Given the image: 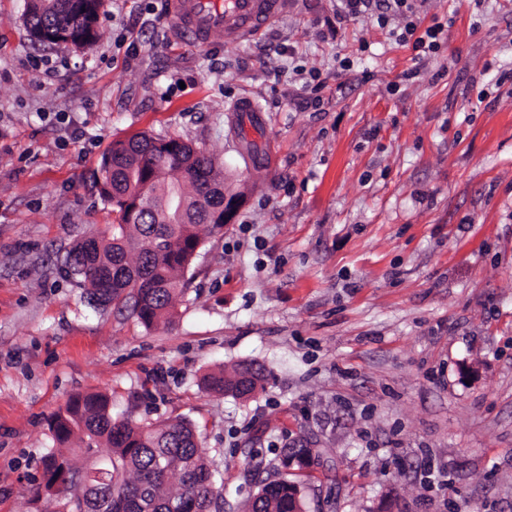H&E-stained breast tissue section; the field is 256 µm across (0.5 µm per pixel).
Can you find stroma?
<instances>
[{
    "mask_svg": "<svg viewBox=\"0 0 512 512\" xmlns=\"http://www.w3.org/2000/svg\"><path fill=\"white\" fill-rule=\"evenodd\" d=\"M26 8L0 0V512H60L49 420L86 393L193 424L224 512L303 445L306 512H512V0H417L418 29L444 27L427 55L405 18L342 22L336 0L202 47L167 0H103L82 50L37 42ZM243 97L263 110L235 129ZM141 132L243 195L152 330L65 273L117 219L103 155ZM242 363L251 398L203 389Z\"/></svg>",
    "mask_w": 512,
    "mask_h": 512,
    "instance_id": "obj_1",
    "label": "stroma"
}]
</instances>
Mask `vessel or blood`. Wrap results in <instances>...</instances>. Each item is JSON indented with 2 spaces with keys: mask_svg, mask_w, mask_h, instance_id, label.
Listing matches in <instances>:
<instances>
[{
  "mask_svg": "<svg viewBox=\"0 0 512 512\" xmlns=\"http://www.w3.org/2000/svg\"><path fill=\"white\" fill-rule=\"evenodd\" d=\"M288 10V0H170L179 39L202 45L212 34L237 45L261 37Z\"/></svg>",
  "mask_w": 512,
  "mask_h": 512,
  "instance_id": "1",
  "label": "vessel or blood"
}]
</instances>
